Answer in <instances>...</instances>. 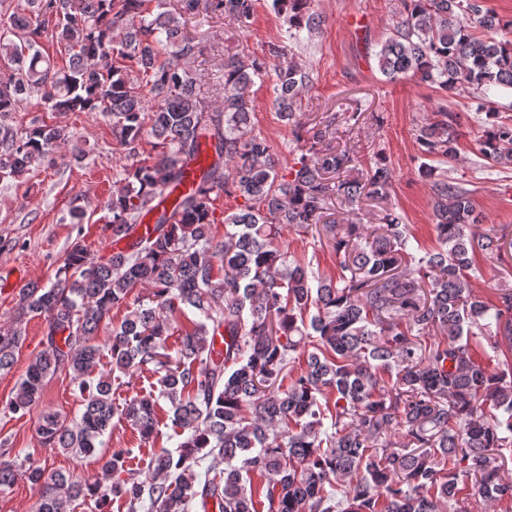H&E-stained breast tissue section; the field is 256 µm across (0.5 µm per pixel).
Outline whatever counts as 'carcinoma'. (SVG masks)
Returning a JSON list of instances; mask_svg holds the SVG:
<instances>
[{"mask_svg":"<svg viewBox=\"0 0 512 512\" xmlns=\"http://www.w3.org/2000/svg\"><path fill=\"white\" fill-rule=\"evenodd\" d=\"M180 2L173 13L166 0H16L0 21L8 71L0 79V184L21 186L60 147L84 158L62 125H14L34 96L49 112L112 116L113 138L134 159L104 205L112 254L95 261L75 243L50 285L20 289L17 326L0 331L1 372L14 365L23 321L47 324L45 348L0 411H38L44 445L93 457L100 472L91 480L51 471L1 447L0 494L22 469L34 512H68L78 500L109 512L114 496L127 512H207L210 504L219 512H467L473 496L511 501L502 469L512 460V289H497L493 302L471 282L477 256L512 247L507 234L475 231L483 216L472 191L428 163L421 176L432 180L436 247L424 256L413 253L415 236L393 209L379 224L321 223L335 199L388 197L392 170L381 160L368 177L353 175L350 152L326 144L331 120L283 169L254 129L250 89L265 61H225L212 104L196 91L192 63L203 48L183 22L202 7L245 27L253 0ZM274 2L288 13L292 38L323 24L311 0ZM400 2V20L375 52L380 73L471 95L486 114L480 156L490 168L512 166V121L499 119L489 96L493 87L512 91V39L493 37L512 20L482 0ZM51 19L69 55L63 69L41 51ZM268 54L274 108L297 128L313 78L286 46L272 44ZM147 133L159 149L150 164L137 160ZM458 138L457 115L445 108L416 134L421 154L442 164L456 159ZM204 151L197 188L161 206L157 199L180 188ZM223 195L243 202L224 216L217 240ZM151 214L153 226L135 235ZM287 227L314 241L331 237L336 277L322 276L315 255L288 260ZM138 288L148 301L130 298ZM123 305L131 310L99 344V326ZM186 308L195 318L173 325ZM62 373L84 401L71 426L39 408L44 386ZM146 373L155 391L117 403L114 381L123 375L130 385ZM162 400L181 437L174 449L151 453L143 468L132 466L130 448L102 450L116 417L153 440ZM209 461L224 470L212 473Z\"/></svg>","mask_w":512,"mask_h":512,"instance_id":"obj_1","label":"carcinoma"}]
</instances>
